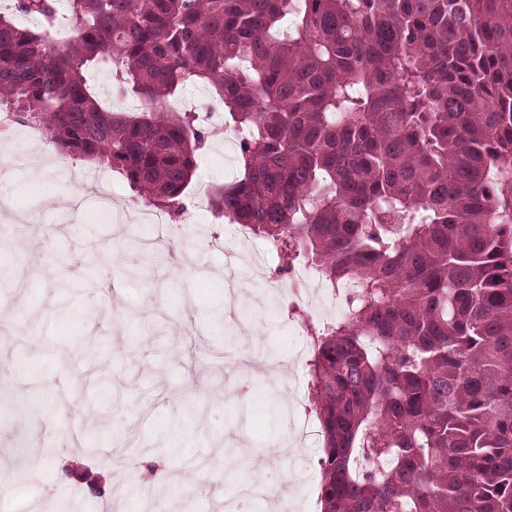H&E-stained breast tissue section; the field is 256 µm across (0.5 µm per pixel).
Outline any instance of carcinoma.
Wrapping results in <instances>:
<instances>
[{"label": "carcinoma", "instance_id": "obj_1", "mask_svg": "<svg viewBox=\"0 0 512 512\" xmlns=\"http://www.w3.org/2000/svg\"><path fill=\"white\" fill-rule=\"evenodd\" d=\"M59 0L0 12V109L64 156L182 217L213 132L188 112H117L210 88L239 179L210 206L291 274L357 293L310 326L322 512H512V0ZM87 78L89 83L93 85L99 100L112 106L114 110L137 114L141 113L146 107L144 102L134 94L121 99L113 97L108 72L104 65L90 70Z\"/></svg>", "mask_w": 512, "mask_h": 512}]
</instances>
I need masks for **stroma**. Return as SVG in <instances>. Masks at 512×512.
Instances as JSON below:
<instances>
[{
	"label": "stroma",
	"instance_id": "1",
	"mask_svg": "<svg viewBox=\"0 0 512 512\" xmlns=\"http://www.w3.org/2000/svg\"><path fill=\"white\" fill-rule=\"evenodd\" d=\"M226 138L210 141L196 157L186 190L200 193L227 185ZM103 185L114 208L137 200L118 174L62 156L50 143L29 140L23 127L0 132V232L12 246L0 264L25 277L22 289L0 298L7 336L0 343V448L5 472L26 464L23 486L11 487L0 512H100L107 502L123 512H152L157 499L186 512L189 501L207 512H225L227 495L241 496L237 473L221 470L223 447L256 448L255 465L281 490L298 494L297 512H321L317 459L322 438L317 420L286 437L278 407L308 398L299 337L289 335L288 279L276 276L266 240L242 238L214 210L197 211L192 223L111 222L95 205ZM163 238L171 261L154 268L151 255L130 249L141 238ZM247 249L265 263L267 282L239 292L243 327L224 323L225 253ZM68 276L94 278L95 287L57 288L58 251ZM236 349L259 357L267 372H247L201 353V344L224 332ZM95 337L104 361L77 351V339ZM48 398L51 411L30 407ZM194 419L178 427L185 402ZM173 449L158 459L153 493L142 477L143 448Z\"/></svg>",
	"mask_w": 512,
	"mask_h": 512
}]
</instances>
